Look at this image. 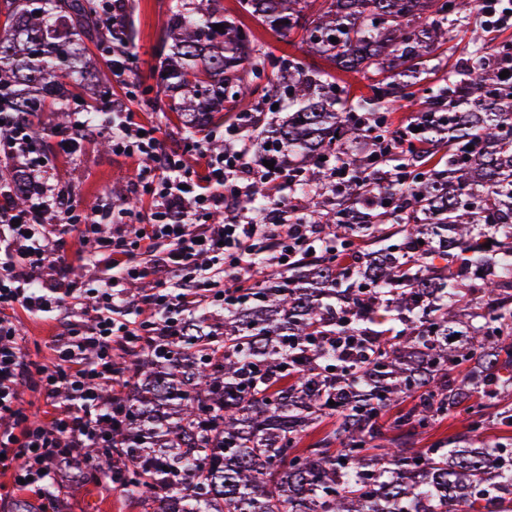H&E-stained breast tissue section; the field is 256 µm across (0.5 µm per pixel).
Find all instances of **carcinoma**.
<instances>
[{
  "label": "carcinoma",
  "mask_w": 512,
  "mask_h": 512,
  "mask_svg": "<svg viewBox=\"0 0 512 512\" xmlns=\"http://www.w3.org/2000/svg\"><path fill=\"white\" fill-rule=\"evenodd\" d=\"M215 2L171 7L158 46L163 93L187 129L259 91L254 34ZM310 2L239 5L281 37L304 30L306 52L338 70L374 76L343 103L336 83L293 62L272 88L294 111L264 142L303 154L309 223L336 225V244L247 286L224 319L123 352L116 448H85L84 461L116 470L141 512H512V455L481 439L488 409L512 426V81L500 78L512 39L491 56L475 49L434 88L428 62L470 0H323L314 14ZM0 17V110L23 122L51 112L53 133L70 128L69 101L99 117L86 79L102 94L111 68L85 77L88 45L109 36L98 0H0ZM398 99L423 107L417 145L388 157L405 160L410 182L381 165L327 208L326 150L370 167L347 145L389 132L379 110ZM0 178L28 206L25 174ZM475 397L466 431L413 447Z\"/></svg>",
  "instance_id": "1"
}]
</instances>
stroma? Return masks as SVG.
Segmentation results:
<instances>
[{
    "label": "stroma",
    "instance_id": "obj_1",
    "mask_svg": "<svg viewBox=\"0 0 512 512\" xmlns=\"http://www.w3.org/2000/svg\"><path fill=\"white\" fill-rule=\"evenodd\" d=\"M137 9L134 16L136 37L126 48L131 55L126 81L138 86L136 98H128L126 81H113L112 99L124 104L133 112L136 121L152 124L164 149H181L196 141L223 142V124H213L201 131L187 132L178 125L168 108L169 100L160 91L158 60L155 47L163 29L171 5L177 0H134ZM226 17L243 22L255 35L261 48L260 57L265 76H273V60L298 59L309 69L333 71L334 66L325 58L305 54L301 32H293L287 38H279L264 28L256 19L240 9L238 0H219ZM52 118L49 114L36 117L33 128L37 143L47 157L50 167L71 187L73 199L79 208L93 207L100 203L115 206L114 221L118 224L141 223L148 212L149 202L137 191V174L144 162L127 158L101 147V136L92 133L83 152L72 156L61 153L58 138L50 131ZM82 230L71 227L55 230L52 245L63 260L59 270L45 271V286L56 285L59 279L76 282L86 288L97 287L100 280L111 276L112 268L104 257H89L81 240ZM14 323L24 336V352L36 364L47 362L53 336L61 330L59 317L53 314L33 316L24 310H16ZM58 512H140L130 503L123 490L108 488L102 473L87 467L82 477L64 483L54 494Z\"/></svg>",
    "mask_w": 512,
    "mask_h": 512
}]
</instances>
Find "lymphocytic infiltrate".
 I'll list each match as a JSON object with an SVG mask.
<instances>
[{"label":"lymphocytic infiltrate","mask_w":512,"mask_h":512,"mask_svg":"<svg viewBox=\"0 0 512 512\" xmlns=\"http://www.w3.org/2000/svg\"><path fill=\"white\" fill-rule=\"evenodd\" d=\"M247 121L243 115L225 126L223 151L210 155L199 172L185 152L162 148L154 127L113 106L100 129L108 134L113 153L150 160L138 185L151 205L145 224L135 229L119 224L105 236L97 229L109 207L89 214L74 207L68 187L50 173L47 158L31 140L29 125L0 113V126L9 132L0 137V154L40 178L34 201L23 209L14 206L10 186L0 183V469L10 472L13 486L45 495L63 482L83 449L111 447L124 397L116 348L166 338L201 307L238 305L258 259L284 273L298 256L327 241L319 225L288 224L271 210L253 216L238 211V201L255 182L267 185L272 202H279L282 192L279 170L260 175L247 160ZM200 213L208 223H195ZM50 214L64 228L84 225V244L92 253L107 255L114 273L89 292L95 300L91 321L68 320L51 345L50 362L35 364L22 354L23 338L11 312L18 307L36 315L55 312L65 299L87 293L74 283L35 285L54 265L46 228ZM136 282L151 283L153 290L132 303L127 288ZM106 386L112 389L108 399L102 395ZM25 387L51 406L48 420L31 419L20 401Z\"/></svg>","instance_id":"1"}]
</instances>
